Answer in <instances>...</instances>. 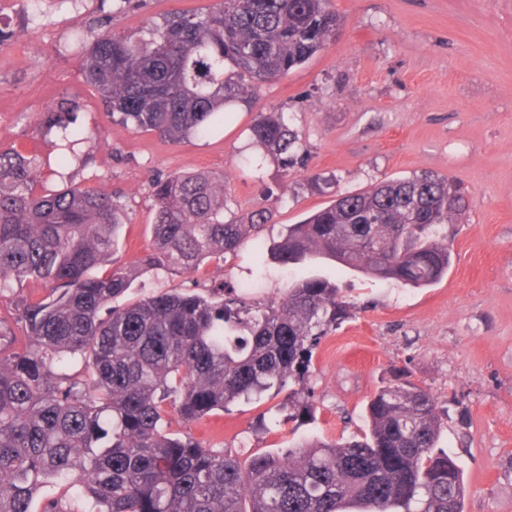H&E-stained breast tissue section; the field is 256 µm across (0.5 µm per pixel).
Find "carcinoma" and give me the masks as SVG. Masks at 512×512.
<instances>
[{
  "label": "carcinoma",
  "instance_id": "cac0c4a2",
  "mask_svg": "<svg viewBox=\"0 0 512 512\" xmlns=\"http://www.w3.org/2000/svg\"><path fill=\"white\" fill-rule=\"evenodd\" d=\"M331 0H217L133 33L81 29L68 48L106 115L174 144L207 135L255 87L303 65L336 36ZM72 95L42 114L60 149L62 187L39 192L44 160L0 150V297L29 280L46 295L16 303L21 338L0 324V512H464L462 472L435 452L443 409L410 381L379 388L368 430L301 441L242 462L172 429L310 376L313 350L347 318L340 288L301 276L255 310L215 293H162L122 307L137 269L110 260L120 201L69 182L85 165ZM254 143L284 168L298 138L259 113ZM153 251L140 265L191 275L262 233L271 216L225 219L224 180L173 173L154 183ZM466 206L454 180L423 173L345 192L270 252L299 265L327 257L414 288L452 263L443 228Z\"/></svg>",
  "mask_w": 512,
  "mask_h": 512
}]
</instances>
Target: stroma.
<instances>
[{"mask_svg":"<svg viewBox=\"0 0 512 512\" xmlns=\"http://www.w3.org/2000/svg\"><path fill=\"white\" fill-rule=\"evenodd\" d=\"M212 2L144 0L123 10L117 0H17L0 13L9 34L0 44V150L54 158L41 115L62 95H78L87 163L71 175L119 196L129 218L118 250L126 263L152 248L156 177L209 171L223 177L236 213L272 212L260 244L195 276L145 273L132 297L221 288L265 303L302 274L335 282L351 303L313 352L304 392L314 418L293 419L287 393H270L182 432L243 459L305 439L348 440L363 429L370 396L403 375L448 409L437 447L463 471L464 512H512V0H332L344 18L334 40L261 84L250 108L181 145L107 116L79 58L64 49L77 27L91 37L129 32ZM273 109L300 138L288 171L250 139L256 114ZM422 172L452 177L470 202L447 229L453 265L439 283L410 288L331 261L271 258L286 225L335 195Z\"/></svg>","mask_w":512,"mask_h":512,"instance_id":"obj_1","label":"stroma"}]
</instances>
